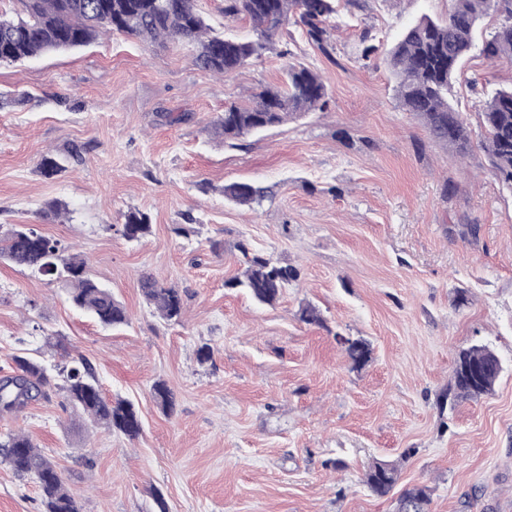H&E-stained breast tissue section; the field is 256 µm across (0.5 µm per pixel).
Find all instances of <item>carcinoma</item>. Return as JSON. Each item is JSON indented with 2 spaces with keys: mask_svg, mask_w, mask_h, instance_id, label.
I'll return each mask as SVG.
<instances>
[{
  "mask_svg": "<svg viewBox=\"0 0 512 512\" xmlns=\"http://www.w3.org/2000/svg\"><path fill=\"white\" fill-rule=\"evenodd\" d=\"M13 14L0 10V58L17 62L42 54L72 50L93 43L102 35H123L150 44L181 43L192 48L194 65L211 74L225 76L261 58L276 44L279 55H292L282 42L284 30L295 26L308 41L326 50L328 29L336 25L335 0H224V16L250 23L253 36L215 33L199 13L196 0H12ZM444 19L426 14L411 21L388 51L385 62L396 81L397 101L406 112L421 119L431 138L459 156L472 148L471 131L461 113L448 100L452 81L463 59L474 48L490 60L506 58L512 63V0H451ZM495 17L490 28L483 26ZM328 107L321 75L301 63H290L283 87L264 86L247 105L232 103L216 122V134L234 142L275 127L294 116L324 111ZM482 139L485 152L505 189L512 192V85L484 93L481 101ZM62 161L46 154L40 171L48 179L59 175ZM224 197L250 205L261 194L251 182L224 185ZM151 230L149 216L139 210L124 215L121 233L137 241ZM0 259L60 282L71 304L104 327L128 322L125 306L112 291L95 280L85 259L69 253V247L45 236L30 224H14L0 234ZM299 278V270L283 266L262 254L246 256L243 278L231 283L242 287L260 304L275 303L283 288ZM146 300L163 319L179 322L184 301L178 289L165 287L155 277L142 278ZM344 349L354 368L368 362L370 348L361 339H346ZM13 373L0 379V413L22 411L47 389L58 388L63 406L130 440L140 436L143 423L129 402L112 401L103 395L89 363L82 357L48 369L25 356H12ZM502 371L495 352L474 344L459 352L450 391L456 399L477 400L494 391ZM156 404L165 412L174 409L171 389L163 381L152 386ZM19 475L32 477L41 493L43 512H83L78 496L58 464L23 434L10 433L0 441V464ZM399 480L395 464L373 462L364 483L378 497L390 495ZM426 486L402 490L395 498V512H429Z\"/></svg>",
  "mask_w": 512,
  "mask_h": 512,
  "instance_id": "obj_1",
  "label": "carcinoma"
}]
</instances>
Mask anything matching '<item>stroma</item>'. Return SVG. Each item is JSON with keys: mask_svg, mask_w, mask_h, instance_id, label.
Instances as JSON below:
<instances>
[{"mask_svg": "<svg viewBox=\"0 0 512 512\" xmlns=\"http://www.w3.org/2000/svg\"><path fill=\"white\" fill-rule=\"evenodd\" d=\"M337 10L328 53L291 31L327 111L233 146L213 124L226 104L280 83L289 60L277 51L226 77L199 70L185 47L119 35L0 63V227L32 224L70 246L130 317L103 329L57 282L0 262V377L15 354L51 368L81 356L107 396L143 417L131 440L55 395L0 415V439L29 435L84 512H394L363 482L377 459L396 464L399 488L429 487L430 512H512V192L482 150L457 159L402 111L385 64L403 28L445 16L448 0ZM510 84L511 61L475 51L449 100L477 136L484 90ZM49 152L65 165L52 179L39 169ZM233 181L265 194L230 203L221 189ZM57 202L68 214L49 215ZM132 209L152 224L138 242L121 234ZM248 252L299 280L256 304L228 285ZM147 274L179 290L182 322L146 301ZM308 304L322 324L300 320ZM343 336L370 343L361 369ZM479 342L505 371L491 395L453 400L456 354ZM160 379L173 413L152 397ZM41 509L34 480L0 465V512Z\"/></svg>", "mask_w": 512, "mask_h": 512, "instance_id": "1", "label": "stroma"}]
</instances>
